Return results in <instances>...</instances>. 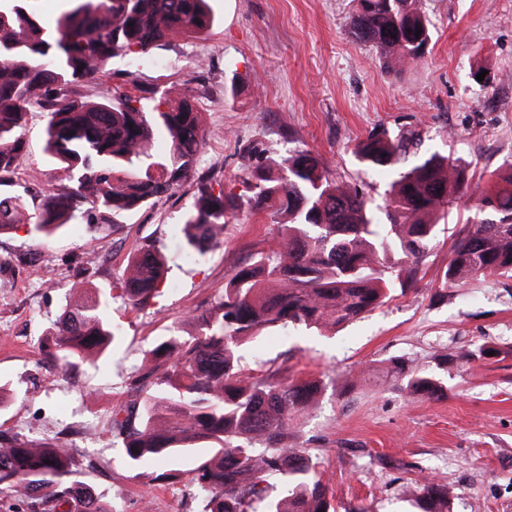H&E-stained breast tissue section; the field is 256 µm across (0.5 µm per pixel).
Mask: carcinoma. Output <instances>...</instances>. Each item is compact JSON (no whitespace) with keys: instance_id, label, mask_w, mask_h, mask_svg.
Here are the masks:
<instances>
[{"instance_id":"obj_1","label":"carcinoma","mask_w":512,"mask_h":512,"mask_svg":"<svg viewBox=\"0 0 512 512\" xmlns=\"http://www.w3.org/2000/svg\"><path fill=\"white\" fill-rule=\"evenodd\" d=\"M37 0H0V186L25 155L30 107L46 123L45 151L64 183L34 209L24 195L0 196V234L23 225L48 239L86 203L88 224H110L155 198L195 181L180 231L188 252L204 255L224 241V224L244 208L267 210L280 230L279 247L257 253L207 309L193 316L197 333L169 336L145 352L128 380L131 400L112 411L128 466L154 459L191 460L189 483L206 497L205 512H335L311 456L288 449L294 420L316 407L317 380L252 375L239 350L270 327L319 332L342 327L383 306L395 289L414 286L430 244L448 233L451 244L441 287L474 277L512 275V163L491 175L475 196L463 230L447 225L455 196L467 187L464 170L439 151L419 154L413 138L374 132L356 147L360 162L393 175L375 216L355 185L329 178L307 151L264 156L247 169L246 197L224 194L194 179L205 138L194 97L174 87L144 89L136 68L177 34L199 35L213 24L208 0H66L47 28ZM352 36L373 44L383 68L401 72L431 39L422 0H355ZM131 57V91L90 100L77 87L109 74L112 58ZM168 149L154 152L156 137ZM164 256L145 242L128 267L120 297L142 310L166 282ZM57 324L42 341L45 357L67 368L92 362L116 339L108 311L114 295L92 282L75 284ZM386 379L413 394L440 398L447 388L427 370L394 359ZM209 443L207 448L195 442ZM66 444L36 442L0 431V490L29 512H110L87 483L74 478ZM287 488L266 499V477ZM418 512H450L445 483L405 487Z\"/></svg>"}]
</instances>
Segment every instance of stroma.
I'll list each match as a JSON object with an SVG mask.
<instances>
[{"instance_id":"1","label":"stroma","mask_w":512,"mask_h":512,"mask_svg":"<svg viewBox=\"0 0 512 512\" xmlns=\"http://www.w3.org/2000/svg\"><path fill=\"white\" fill-rule=\"evenodd\" d=\"M211 7V29L171 38L138 81L197 98L206 139L196 172L225 194L244 193L247 149L257 144L276 157L311 150L330 178L381 204L388 176L363 168L354 154L375 129L418 132L421 151L448 153L471 187L512 163V0H423L432 40L397 74L352 37V0H211ZM480 69L486 80L476 79ZM45 127L43 113H30L26 155L11 176V190L33 207L63 181L44 152ZM192 202L188 188L110 227L91 228L79 217L45 241L22 227L0 237V384L12 391L0 431L66 442L72 430L94 425L92 442L73 454L79 479L112 512H142L147 503L151 512H204L193 486L159 481L161 465L123 464L112 411L128 401L127 380L157 340L195 333L192 314L258 252L278 246L267 213L244 212L227 225L222 245L190 255L177 228ZM148 241L168 260L161 296L140 311L115 300L119 345L97 365L50 378L39 342L77 281L74 263L109 288ZM448 247L440 235L412 289L335 336L275 327L241 350L246 372L321 380L319 405L295 422L288 445L318 461L336 512H412L402 490L425 477L448 483L452 512H512V277H477L437 298ZM48 277L55 287H45ZM483 344L499 356L459 361ZM394 358L443 376L446 397L433 401L385 381Z\"/></svg>"}]
</instances>
